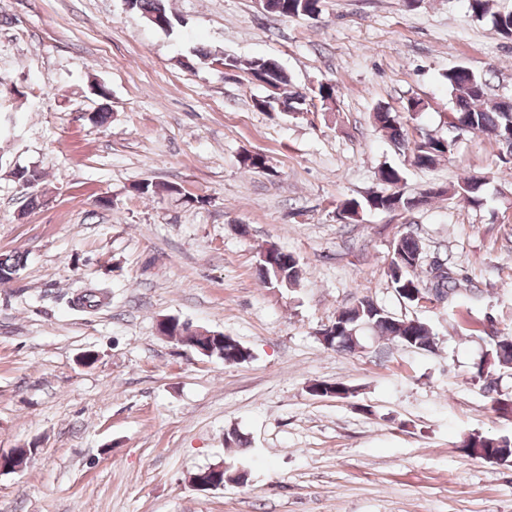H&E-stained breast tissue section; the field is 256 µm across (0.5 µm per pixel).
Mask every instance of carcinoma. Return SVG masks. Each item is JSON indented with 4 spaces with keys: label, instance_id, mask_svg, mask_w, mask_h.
Instances as JSON below:
<instances>
[{
    "label": "carcinoma",
    "instance_id": "carcinoma-1",
    "mask_svg": "<svg viewBox=\"0 0 512 512\" xmlns=\"http://www.w3.org/2000/svg\"><path fill=\"white\" fill-rule=\"evenodd\" d=\"M271 14L285 17H312L321 12V0H271ZM468 14L477 21H488L502 37L512 39V12L502 13L494 9V0H467ZM127 7L139 12L143 18L153 15L163 16L169 22H176L175 16L168 10L166 0H127ZM201 63L219 62L231 70L240 68L237 58L225 55L215 57L202 50L197 54ZM250 79L259 84L269 83L280 88L288 84L289 79L280 65L271 58H257L246 67ZM442 81L448 88L453 101L452 112L447 116L446 124L450 135L425 134L413 142L411 149L412 165L419 169H429L450 156L457 145V136L464 133L482 134L505 148L512 159V95L504 96L489 108L484 106L488 96L489 78L486 73H476L470 68L458 65L442 74ZM335 85L322 82L311 90L310 94L294 92L279 106L290 113H298L306 101L316 100L321 108L329 109L336 103ZM426 108V103L419 97L407 99L401 112L379 109L373 114L374 122L397 144L405 142V126ZM378 179L382 188L373 191L361 199L344 200L338 207L336 218L348 221L350 217L365 211H410L428 202L431 195L423 191L417 196H409L398 190L401 172L392 167L379 169ZM483 178L471 175L463 178L452 188H443L438 195L459 203L479 207L482 205L481 187ZM135 190L143 195L152 196L163 193L171 194L180 188L166 183L142 182L135 185ZM267 255L276 260H284L280 269L284 272L282 279H277L275 270L267 261L262 262L260 273L264 279L277 281L283 286L297 283L301 274L299 258L272 244L265 249ZM23 268V256L19 253L0 254V283L13 280ZM386 275L401 299L417 304L423 297L438 298L442 295L452 300L464 291L472 290V284L456 277L448 263L439 258L425 261L424 249L420 241L411 233H402L393 242L392 251L386 263ZM336 327L334 345L344 351H353L359 344L358 332L369 328L377 335L395 341L401 346L412 349L431 351L434 349V329L430 323L419 319L399 320L384 309H377L359 300L351 307L340 310L333 322ZM512 369V336H498L493 342L491 353L475 367L471 379L483 383V390L493 392L496 388L494 374L496 371ZM486 442L485 458L506 461L512 458V445L506 437H486L482 434L468 436L463 447L468 456L475 455L473 445L477 441Z\"/></svg>",
    "mask_w": 512,
    "mask_h": 512
}]
</instances>
